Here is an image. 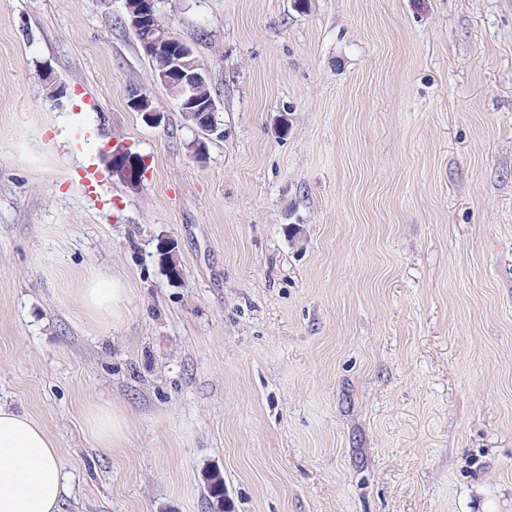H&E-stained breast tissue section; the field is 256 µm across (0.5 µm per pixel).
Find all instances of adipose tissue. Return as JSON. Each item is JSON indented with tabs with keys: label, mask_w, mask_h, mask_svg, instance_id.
Segmentation results:
<instances>
[{
	"label": "adipose tissue",
	"mask_w": 512,
	"mask_h": 512,
	"mask_svg": "<svg viewBox=\"0 0 512 512\" xmlns=\"http://www.w3.org/2000/svg\"><path fill=\"white\" fill-rule=\"evenodd\" d=\"M86 310L117 317L129 290L121 279L95 270L80 290ZM86 431L98 447L114 448L126 436L121 411L104 404L86 418ZM71 490L56 442L28 414L0 404V512H60Z\"/></svg>",
	"instance_id": "obj_1"
}]
</instances>
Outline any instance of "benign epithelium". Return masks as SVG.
Here are the masks:
<instances>
[{"label":"benign epithelium","mask_w":512,"mask_h":512,"mask_svg":"<svg viewBox=\"0 0 512 512\" xmlns=\"http://www.w3.org/2000/svg\"><path fill=\"white\" fill-rule=\"evenodd\" d=\"M125 8L129 25L145 35V53L157 61V78L164 84L180 87L183 93L181 112L191 120V127L204 135V139L193 141V154L198 160L204 159L205 140L224 138V129L217 118V99L208 90L205 70L199 65H187L180 60L185 51L159 25L154 0H125ZM128 107L142 113L145 121L151 124L157 125L162 121L161 113L152 107L150 97L140 90L131 92ZM107 163L112 171L121 174L131 183L143 177V160L124 148L113 150L107 156Z\"/></svg>","instance_id":"1"}]
</instances>
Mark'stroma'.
Returning <instances> with one entry per match:
<instances>
[{
  "label": "stroma",
  "instance_id": "1",
  "mask_svg": "<svg viewBox=\"0 0 512 512\" xmlns=\"http://www.w3.org/2000/svg\"><path fill=\"white\" fill-rule=\"evenodd\" d=\"M155 9L220 103L201 163L123 0H0V403L62 512H215L214 471L226 512H512V0ZM116 146L142 180L86 194ZM128 107L133 112L142 113L145 121L151 124L158 125L162 121L161 113L152 107L150 97L141 90L131 92ZM129 289L119 278L107 276L95 270L89 273L80 288V295L86 310L100 317H119V312L129 296ZM86 431L99 448H116L126 436L127 422L117 408L99 405L87 415Z\"/></svg>",
  "mask_w": 512,
  "mask_h": 512
}]
</instances>
